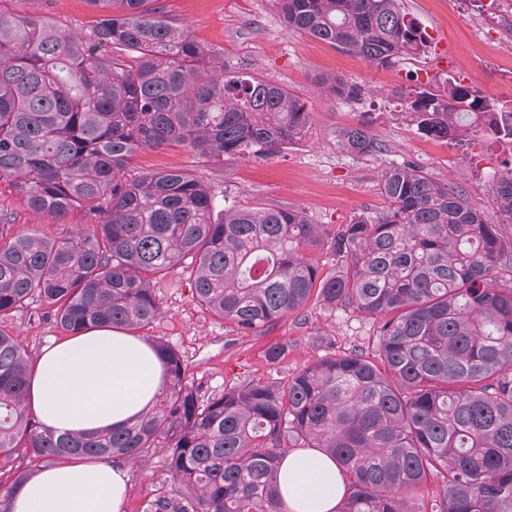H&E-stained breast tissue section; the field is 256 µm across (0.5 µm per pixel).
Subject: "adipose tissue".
<instances>
[{
	"label": "adipose tissue",
	"mask_w": 512,
	"mask_h": 512,
	"mask_svg": "<svg viewBox=\"0 0 512 512\" xmlns=\"http://www.w3.org/2000/svg\"><path fill=\"white\" fill-rule=\"evenodd\" d=\"M164 386L152 345L111 327L87 330L45 348L28 404L56 433L119 428L154 405ZM287 512H338L348 484L335 460L316 448L279 464ZM127 470L112 462L73 459L44 464L12 493L9 512H123Z\"/></svg>",
	"instance_id": "ef3b65f1"
}]
</instances>
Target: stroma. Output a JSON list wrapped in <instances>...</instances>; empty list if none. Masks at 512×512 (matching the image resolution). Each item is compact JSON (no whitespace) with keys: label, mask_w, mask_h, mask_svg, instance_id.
I'll return each instance as SVG.
<instances>
[{"label":"stroma","mask_w":512,"mask_h":512,"mask_svg":"<svg viewBox=\"0 0 512 512\" xmlns=\"http://www.w3.org/2000/svg\"><path fill=\"white\" fill-rule=\"evenodd\" d=\"M166 4L200 45L220 49L225 72H251L280 84L306 103L311 120L300 143L268 159L228 160L215 166L189 147L174 144L140 151L136 167L189 169L211 188L217 209H300L312 223L333 232L359 217L378 215L386 206L381 193L385 172L409 161L435 180L460 186L488 223L500 224L492 185L512 169V143L482 134L460 144L420 136L400 114L399 95L418 83L454 75L493 98L512 100L511 14L481 12L469 0H402L403 11L426 29L429 51L420 58L376 67L310 36L287 32L274 0H166ZM5 6L18 12L39 9L76 27L92 16L86 0H6ZM443 55L448 58L444 64L439 61ZM330 76L361 86V100L327 93L320 80ZM365 119L382 152L365 156L343 152L337 145L339 130ZM0 210L13 213L16 231L52 239L91 225L81 208L60 222L34 216L4 180H0ZM190 274L184 264L157 280L161 314L138 335L176 349L201 398L244 381L286 382L327 355L375 350L371 316L349 308L332 309L316 298L275 325L240 335L229 322L196 303ZM44 310L36 300L0 316V328L19 336L34 357L66 337L65 331L44 320ZM274 345L284 346L285 351L272 362L267 351ZM128 475L125 512H142L151 491L169 479L159 455L147 468L129 469Z\"/></svg>","instance_id":"1"}]
</instances>
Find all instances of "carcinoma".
<instances>
[{
	"mask_svg": "<svg viewBox=\"0 0 512 512\" xmlns=\"http://www.w3.org/2000/svg\"><path fill=\"white\" fill-rule=\"evenodd\" d=\"M74 28L42 11L0 10V179L33 213L61 220L87 209L92 228L66 239L17 234L0 211V316L35 297L69 333L138 330L161 313L152 280L188 260L193 295L246 336L301 311L312 296L376 319L374 358L329 355L285 384L244 381L207 400L165 342V384L153 408L120 430L58 435L28 406L33 362L0 329V466L84 457L146 468L162 453L170 477L143 512H285L278 462L288 438L334 458L350 493L339 512H415L430 473L448 484L438 512H512V236L410 162L381 183L387 206L323 235L298 209L226 208L186 170L136 171L146 148L182 143L222 162L282 154L310 112L286 88L224 74L165 0H87ZM286 30L368 63L426 53L429 37L400 0H275ZM330 93L362 89L336 77ZM401 114L426 137L482 133L512 141V101L463 79L419 84ZM338 147L382 151L366 122ZM512 224V169L496 179ZM325 249V274L307 251ZM30 478L0 481V512Z\"/></svg>",
	"mask_w": 512,
	"mask_h": 512,
	"instance_id": "carcinoma-1",
	"label": "carcinoma"
}]
</instances>
